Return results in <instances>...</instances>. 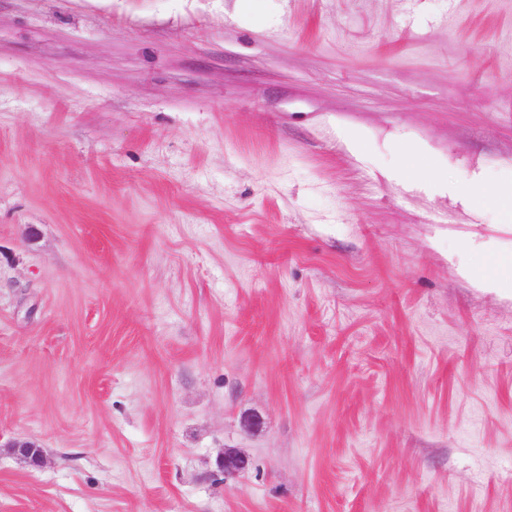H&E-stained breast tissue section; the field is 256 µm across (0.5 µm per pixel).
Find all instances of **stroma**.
<instances>
[{"label":"stroma","mask_w":512,"mask_h":512,"mask_svg":"<svg viewBox=\"0 0 512 512\" xmlns=\"http://www.w3.org/2000/svg\"><path fill=\"white\" fill-rule=\"evenodd\" d=\"M511 166L512 0H0V512H512ZM500 189L489 194V200L512 216V167L504 168L498 176ZM478 248L490 256L494 271L481 273L467 262L460 261L457 265L459 275L485 290L497 291L505 288V283L510 276L512 280V245L510 247L497 243H482ZM217 466L224 478L239 477L249 470L250 459L238 451L227 449L220 457Z\"/></svg>","instance_id":"35a3bbf8"}]
</instances>
